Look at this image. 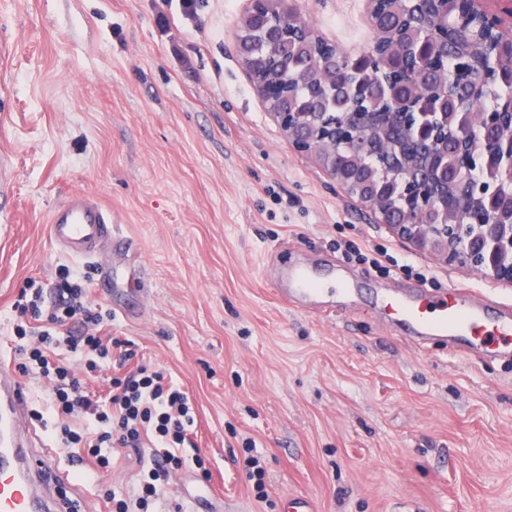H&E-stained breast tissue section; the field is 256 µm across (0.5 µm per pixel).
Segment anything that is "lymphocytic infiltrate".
<instances>
[{"instance_id": "1", "label": "lymphocytic infiltrate", "mask_w": 512, "mask_h": 512, "mask_svg": "<svg viewBox=\"0 0 512 512\" xmlns=\"http://www.w3.org/2000/svg\"><path fill=\"white\" fill-rule=\"evenodd\" d=\"M56 300L44 304V288L28 280L13 307L19 321L8 345L21 373L36 372L51 383L35 421L54 419L53 438L70 461L87 457L94 467L112 464V451L150 448L149 464L137 495L107 491L109 512H156L171 470L185 463L183 448L194 424L188 395L162 371L141 364L111 378L109 398L89 390L75 366L94 373L133 358L123 340L106 336L111 312L90 303L85 287L68 268L54 285Z\"/></svg>"}]
</instances>
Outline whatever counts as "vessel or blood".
Masks as SVG:
<instances>
[{
	"mask_svg": "<svg viewBox=\"0 0 512 512\" xmlns=\"http://www.w3.org/2000/svg\"><path fill=\"white\" fill-rule=\"evenodd\" d=\"M49 235L60 252L97 264L106 250L125 245L111 211L97 198L71 193L49 215ZM327 274L306 265L284 266L276 293L286 304L318 297ZM384 314L407 327L413 341L439 337L452 341L466 358L512 353V307L469 298L466 290L451 288L441 298L416 286L382 296ZM27 387L10 363L0 356V512H54L49 493L34 494L61 476L47 467L53 449L33 437L25 418Z\"/></svg>",
	"mask_w": 512,
	"mask_h": 512,
	"instance_id": "vessel-or-blood-1",
	"label": "vessel or blood"
}]
</instances>
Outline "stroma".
Returning <instances> with one entry per match:
<instances>
[{
	"instance_id": "obj_1",
	"label": "stroma",
	"mask_w": 512,
	"mask_h": 512,
	"mask_svg": "<svg viewBox=\"0 0 512 512\" xmlns=\"http://www.w3.org/2000/svg\"><path fill=\"white\" fill-rule=\"evenodd\" d=\"M248 0H0V345L28 279L84 277L112 310L110 334L135 363L182 384L195 412L169 500L198 512H512V359L418 346L375 306L412 282L512 304V285L443 264L398 240L289 145L235 48ZM306 21L350 54L374 32L366 0H298ZM102 200L132 246L96 265L60 254L48 215L70 192ZM385 247L388 272L343 243ZM335 268L361 285L331 307L296 310L282 265ZM134 316H123L124 308ZM254 447L266 471L243 469ZM127 448L112 467L58 486V512H106L136 489Z\"/></svg>"
}]
</instances>
